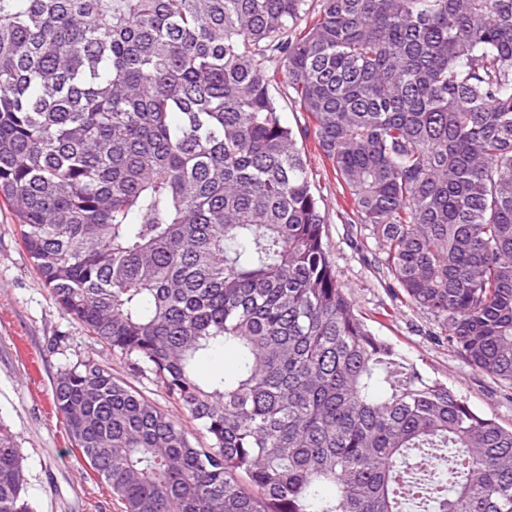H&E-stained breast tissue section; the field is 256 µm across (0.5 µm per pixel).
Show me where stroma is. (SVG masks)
<instances>
[{"mask_svg": "<svg viewBox=\"0 0 512 512\" xmlns=\"http://www.w3.org/2000/svg\"><path fill=\"white\" fill-rule=\"evenodd\" d=\"M298 145L326 209L324 241L336 273L374 333L426 377L447 383L476 411L511 428L512 387L458 359L437 318L400 302L401 290L382 266L368 231L344 220L342 189L314 139H300ZM89 357L111 367L116 377L161 408L180 415L145 365L112 351L61 312L33 270L17 224L8 211H0V424L16 434L23 450L26 497L33 512L123 510L111 488L73 449L53 401L57 375Z\"/></svg>", "mask_w": 512, "mask_h": 512, "instance_id": "obj_1", "label": "stroma"}]
</instances>
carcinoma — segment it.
Wrapping results in <instances>:
<instances>
[{
  "label": "carcinoma",
  "mask_w": 512,
  "mask_h": 512,
  "mask_svg": "<svg viewBox=\"0 0 512 512\" xmlns=\"http://www.w3.org/2000/svg\"><path fill=\"white\" fill-rule=\"evenodd\" d=\"M272 72L402 302L512 386V0H0V203L207 439L89 358L54 384L72 446L123 512H512V428L338 279ZM25 484L0 426V512ZM236 365L237 357L233 352L227 350L224 355V350L218 349L200 361L198 370L202 377L222 371L223 367L227 374H231Z\"/></svg>",
  "instance_id": "obj_1"
}]
</instances>
